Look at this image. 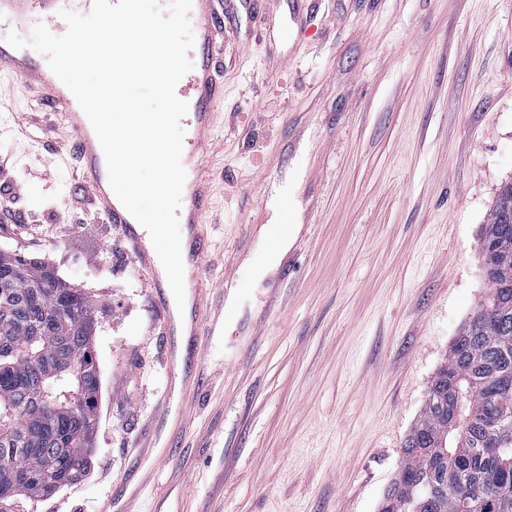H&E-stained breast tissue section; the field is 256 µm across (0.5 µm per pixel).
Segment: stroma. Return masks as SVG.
Listing matches in <instances>:
<instances>
[{"label":"stroma","instance_id":"35a3bbf8","mask_svg":"<svg viewBox=\"0 0 512 512\" xmlns=\"http://www.w3.org/2000/svg\"><path fill=\"white\" fill-rule=\"evenodd\" d=\"M218 16L205 273L224 321L140 509L377 512L487 291L480 231L512 181V0H224ZM0 95V251L51 264L99 309L91 466L20 512H98L186 350L90 203L68 126L18 78ZM288 191L269 265L262 231Z\"/></svg>","mask_w":512,"mask_h":512}]
</instances>
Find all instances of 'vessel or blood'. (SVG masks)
<instances>
[{"label": "vessel or blood", "mask_w": 512, "mask_h": 512, "mask_svg": "<svg viewBox=\"0 0 512 512\" xmlns=\"http://www.w3.org/2000/svg\"><path fill=\"white\" fill-rule=\"evenodd\" d=\"M93 2L0 0V23H8L19 30L41 23L50 26L52 34L60 36L67 30L61 11L86 14L91 11ZM214 3L215 0H193L189 18L194 46L188 53L192 68L176 86L178 98L188 104V111L182 119L185 132L182 164L186 181L179 220L187 226L184 283L190 291V306L183 313L171 304L169 288L158 270L156 251L145 231L114 194L98 138L74 95L50 70L45 55L32 47L16 49L0 40V74L23 78L27 87L38 90L43 100L68 118L77 148L79 176L95 208L108 223L119 225L126 251L148 274L155 301L162 310L165 334L186 337L190 342V354L198 364L204 360L203 338L213 326L204 305V295L211 284L204 274L203 262L207 252L205 215L212 195V178L207 166L211 153L209 134L215 124L214 104L222 95L214 67L220 38L213 22ZM197 384L195 371L176 369L170 374L167 399L175 404L178 427H186L189 422L185 402Z\"/></svg>", "instance_id": "vessel-or-blood-1"}]
</instances>
